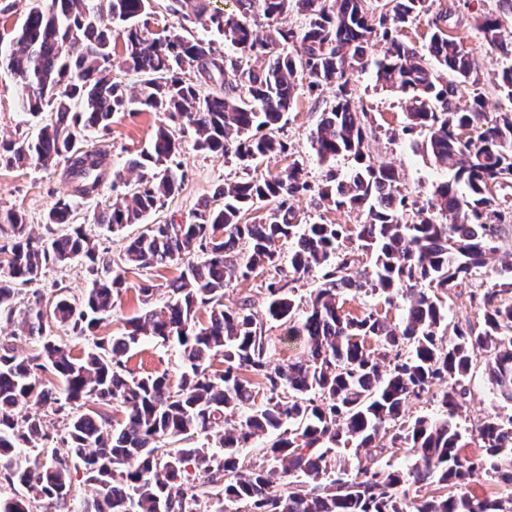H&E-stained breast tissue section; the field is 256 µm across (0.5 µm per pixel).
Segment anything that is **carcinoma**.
<instances>
[{"mask_svg": "<svg viewBox=\"0 0 512 512\" xmlns=\"http://www.w3.org/2000/svg\"><path fill=\"white\" fill-rule=\"evenodd\" d=\"M235 2L230 14L210 9L209 0H167L166 10L209 27L240 50L237 58L175 26L151 32L141 22L151 0L36 4L0 50V67L24 87L22 110L34 117L50 111L33 138L0 141V163L49 166L61 158L72 183L70 197L45 217L48 227L72 229L52 238L35 233L21 212L0 210V309H12L18 286L37 281L49 265L83 261L91 288L78 301L57 299L53 316L87 336L111 312L125 274L180 268L168 283L170 302L80 355L47 334L40 300L29 304L11 339L0 340L4 479L33 500L59 503L80 467L96 488L80 512H512V494L491 498L472 487L482 475L512 485V416L486 415L469 438L456 422L477 350L487 354L493 387L512 401V263L497 269L489 287L470 292L480 321L459 320L450 329L446 308L450 291L496 261L498 241L512 229V205L502 194L512 188V113L484 111L482 96L469 91L479 74L448 10L430 14L429 0ZM292 12L306 17L304 27L278 25ZM428 14L420 46L388 27ZM261 17L262 37L255 30ZM477 22L490 50L512 55L497 17ZM375 38L385 43L374 60L376 82L410 101L402 135L419 137L418 149L452 174L422 204L398 188L390 165L370 156L378 126L355 106L351 76L368 64ZM296 45L300 51H285ZM434 62L454 80L443 79ZM116 70L139 77L138 93L128 92ZM305 77L312 89L337 87L312 136L318 161L356 163L343 177L329 172L319 200L365 213L360 224L303 222L293 200L312 187L298 161L276 175L258 171L267 159L290 156L277 132ZM209 84L219 90L202 94ZM133 106L161 112L169 124L156 129L151 150L129 162L137 178L128 194L96 210L95 222L109 231L140 223L177 190L183 175L171 166L181 149L173 123L194 127L197 150L232 156L250 174L225 182L188 223L147 225L116 262L74 224L77 205L99 195L110 166L81 134ZM262 206L268 213L260 222L243 221ZM362 263L360 276H351ZM259 273L269 274L261 284L268 320L299 348L284 366L272 365L270 339L250 301L224 304L233 283ZM310 273L320 288L302 300L296 283ZM362 292L381 304L345 310V296ZM392 309L401 311L399 320L389 318ZM145 335L180 348L177 386L165 373L126 371L125 357ZM19 336L38 339L40 351L21 353L13 343ZM217 355L224 369L213 371ZM411 402L433 403L437 414L411 418ZM88 403L94 409L69 415L66 455L12 465L16 449L46 438L37 406ZM114 403L126 415L119 426L111 422ZM29 404L36 410L18 413ZM167 437L204 442L164 454L158 443ZM263 437L268 446L243 463L240 450ZM473 442L480 451L470 455ZM362 450L381 458L403 450L409 464L364 465ZM407 483L435 484L442 493L410 499L402 491Z\"/></svg>", "mask_w": 512, "mask_h": 512, "instance_id": "obj_1", "label": "carcinoma"}]
</instances>
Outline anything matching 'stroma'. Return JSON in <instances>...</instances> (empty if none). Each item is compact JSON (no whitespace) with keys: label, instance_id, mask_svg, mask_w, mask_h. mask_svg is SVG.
<instances>
[{"label":"stroma","instance_id":"35a3bbf8","mask_svg":"<svg viewBox=\"0 0 512 512\" xmlns=\"http://www.w3.org/2000/svg\"><path fill=\"white\" fill-rule=\"evenodd\" d=\"M435 7L454 11L459 23L458 32L462 43L480 74L479 91L489 112L512 111V98L498 88V72L503 60L484 42L474 18L480 14H492L502 18L505 41H512V12L504 10L503 0H435ZM357 89L356 105L373 113L379 126L376 141L370 144L372 156L385 160L400 174V188L411 199L424 201L431 197L435 186L447 180V172L437 169L433 162L417 150L411 141L402 136L405 122L406 101L404 98L383 89L377 84L373 67H366L354 74ZM333 88L325 87L309 91L307 85H300L296 100L282 136L288 143L293 159L302 163L311 192L295 198L294 207L308 223L333 222L336 224H357L363 219L361 213L347 210H330L324 207L316 193L328 171L319 164L311 148L310 137L320 119V114L334 99ZM22 95L21 83L5 68H0V139H15L34 135L40 125L39 119L25 114L19 100ZM165 117L159 112L134 110L115 113L107 128H92L84 133L89 146L108 153L113 170L119 171V178L108 179L102 186L97 199L83 202L78 207L77 221L84 224L85 231L96 243L98 249L109 256H118L126 237L140 233L137 224L129 225L123 232L112 233L106 227L95 224L93 212L97 204L113 200L124 194L126 180L133 174L128 169L130 160L148 149L157 127ZM179 137L182 151L179 157L180 170L184 177L178 191L170 197L164 208L149 216V223L189 220L192 212L214 189L224 181L242 177L243 172L235 163L224 156L197 151L196 134L193 127L182 126ZM70 185L65 178L64 162L44 167L33 163L21 168L0 166V209L21 211L35 232L45 230L44 218L49 209L59 200L68 197ZM179 271L168 268L160 271L142 270L128 274L127 290L115 297L112 312L101 324L95 335L76 337L68 328L51 325L50 334L57 341L67 343L74 353L91 348L96 338L119 334L128 319L141 315L146 306H162L169 298V280L178 276ZM92 277L78 261L58 263L46 268L39 281L21 287L14 302L12 313H0V336H9L14 321L20 320L23 311L33 298L42 303H53L58 296L81 297L90 286ZM153 284L154 296L150 304H143L138 288L143 283ZM486 356L477 353L471 370V394L458 415L462 427L477 423L485 414L497 412L512 415V402L499 398L493 392L486 372ZM134 375L148 373L167 374L171 383H178L182 372L181 359L175 344H164L153 337H145L130 353L126 363ZM44 428L47 434L42 447L25 448L16 462L25 466L37 458H48L53 453H64L63 437L66 433L67 418L55 412L53 405L42 407Z\"/></svg>","mask_w":512,"mask_h":512}]
</instances>
